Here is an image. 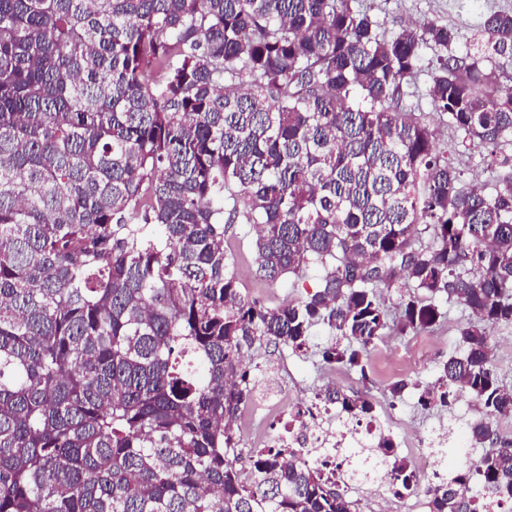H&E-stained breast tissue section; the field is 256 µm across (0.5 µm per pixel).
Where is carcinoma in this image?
<instances>
[{"label":"carcinoma","instance_id":"1","mask_svg":"<svg viewBox=\"0 0 512 512\" xmlns=\"http://www.w3.org/2000/svg\"><path fill=\"white\" fill-rule=\"evenodd\" d=\"M453 40L432 21L385 37L358 0H0V512H354L299 448H255L244 471L243 357L307 351L324 327L322 361L365 380L382 336L445 318L437 297L471 320L418 404L467 391L485 452L432 483L425 512L512 500L490 336L512 325V172L493 194L466 183L402 105L421 48ZM508 59L512 12H491L428 91L500 166ZM231 224L252 225L262 279L319 266L322 288L244 293ZM348 458L363 484L418 491L403 458ZM468 474L476 496L455 489Z\"/></svg>","mask_w":512,"mask_h":512}]
</instances>
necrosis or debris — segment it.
<instances>
[{
    "mask_svg": "<svg viewBox=\"0 0 512 512\" xmlns=\"http://www.w3.org/2000/svg\"><path fill=\"white\" fill-rule=\"evenodd\" d=\"M281 370L266 368L257 381L258 394L242 415L241 438L248 446L299 448L307 463L322 468L331 480L344 476L343 451L347 448H376L379 442L388 441L391 449L403 450L412 456V464L425 480L436 477L433 448L454 442L456 447L473 445L472 433L447 438L433 430H425L407 438L394 430V419L384 409H376L372 418L361 422H340L336 419L334 405L282 397L277 390ZM287 400L289 418L284 430L276 437H268L263 430V421L278 400Z\"/></svg>",
    "mask_w": 512,
    "mask_h": 512,
    "instance_id": "obj_1",
    "label": "necrosis or debris"
}]
</instances>
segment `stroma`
<instances>
[{
    "label": "stroma",
    "instance_id": "obj_1",
    "mask_svg": "<svg viewBox=\"0 0 512 512\" xmlns=\"http://www.w3.org/2000/svg\"><path fill=\"white\" fill-rule=\"evenodd\" d=\"M364 9L380 23V31L392 34L400 25L429 20L449 27L454 33L452 49L455 53H466L478 37L486 15L497 10H512V0H360ZM439 52L431 46L422 48L418 72L413 84L407 88L406 105L425 108L426 118L436 130V142L446 150L455 166L463 170L465 181L475 183L485 192H492L499 170L488 167L483 148L462 140L461 136L439 122L436 114L428 112L427 96L431 76L437 65ZM254 235L250 225H230L225 238L239 248L238 269L244 288L248 294L259 295L269 303H277L284 298L303 296L306 290L315 288L322 277L320 269L306 272L305 282L286 278L274 285L261 281L256 274L253 254L249 244ZM447 313L443 323L434 330L440 336L441 346L432 350L425 344V333H411L404 336L382 337L370 352L366 370L374 382L372 395L375 401L386 405L395 404L402 417L406 431H423L448 424L454 427H468L476 422L479 413L468 394H460L453 409L448 413H425L417 407L418 386L434 380L440 365L449 357L462 355L464 348L460 342L459 329L469 321L468 310L455 303H445ZM272 362L283 366L282 384L292 394L310 399L316 388L323 386L329 372L327 364L318 357L295 353L283 347L267 346L250 354L247 366H263ZM404 379L409 383L400 399H391L387 387L394 381Z\"/></svg>",
    "mask_w": 512,
    "mask_h": 512
}]
</instances>
